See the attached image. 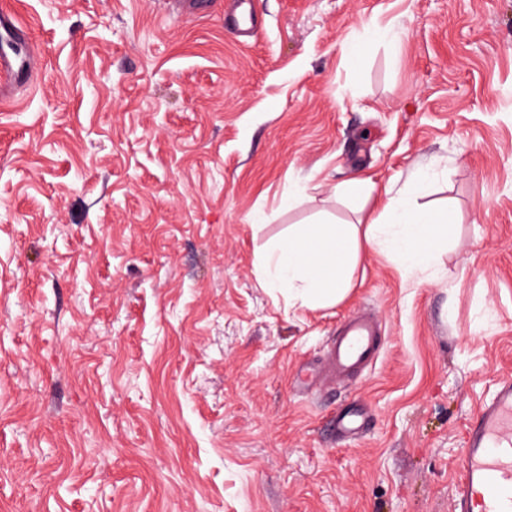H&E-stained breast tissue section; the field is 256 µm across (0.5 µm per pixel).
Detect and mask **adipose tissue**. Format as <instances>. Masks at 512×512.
<instances>
[{
  "label": "adipose tissue",
  "mask_w": 512,
  "mask_h": 512,
  "mask_svg": "<svg viewBox=\"0 0 512 512\" xmlns=\"http://www.w3.org/2000/svg\"><path fill=\"white\" fill-rule=\"evenodd\" d=\"M386 213V221L372 222L363 233L352 224L300 225L269 245L267 274L301 306L316 310L343 300L364 244L391 251L411 267L431 264L448 235L447 212L392 201Z\"/></svg>",
  "instance_id": "1"
}]
</instances>
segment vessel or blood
<instances>
[{
	"label": "vessel or blood",
	"mask_w": 512,
	"mask_h": 512,
	"mask_svg": "<svg viewBox=\"0 0 512 512\" xmlns=\"http://www.w3.org/2000/svg\"><path fill=\"white\" fill-rule=\"evenodd\" d=\"M24 26L9 13L0 15V75L23 81L35 60L26 52ZM378 339L376 324L350 318L327 352L326 379L338 382L369 365ZM453 512H512V380L502 381L493 397L469 422L463 471L454 492Z\"/></svg>",
	"instance_id": "obj_1"
}]
</instances>
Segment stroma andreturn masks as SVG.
<instances>
[{
	"instance_id": "stroma-1",
	"label": "stroma",
	"mask_w": 512,
	"mask_h": 512,
	"mask_svg": "<svg viewBox=\"0 0 512 512\" xmlns=\"http://www.w3.org/2000/svg\"><path fill=\"white\" fill-rule=\"evenodd\" d=\"M202 2L0 0V512H452L512 378V0H251L247 46ZM391 196L448 211L430 267L364 245L318 310L259 275ZM351 315L376 361L314 384ZM25 27L11 13L0 16V73L22 83L31 74L35 60L24 49L28 44Z\"/></svg>"
}]
</instances>
